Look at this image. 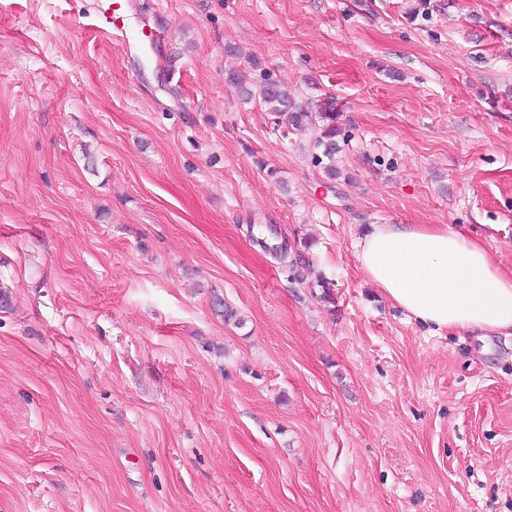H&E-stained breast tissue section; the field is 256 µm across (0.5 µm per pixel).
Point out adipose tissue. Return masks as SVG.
I'll use <instances>...</instances> for the list:
<instances>
[{
    "mask_svg": "<svg viewBox=\"0 0 512 512\" xmlns=\"http://www.w3.org/2000/svg\"><path fill=\"white\" fill-rule=\"evenodd\" d=\"M357 260L389 299L434 331H512V274L462 231L445 224H375Z\"/></svg>",
    "mask_w": 512,
    "mask_h": 512,
    "instance_id": "1",
    "label": "adipose tissue"
}]
</instances>
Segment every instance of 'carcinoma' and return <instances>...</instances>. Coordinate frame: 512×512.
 <instances>
[{
    "label": "carcinoma",
    "mask_w": 512,
    "mask_h": 512,
    "mask_svg": "<svg viewBox=\"0 0 512 512\" xmlns=\"http://www.w3.org/2000/svg\"><path fill=\"white\" fill-rule=\"evenodd\" d=\"M260 96L269 112L278 118H284L285 123L292 129L305 131L310 128L314 130L310 139L312 158L318 165L325 160L328 161L325 166L326 172L332 177L336 176L338 171L334 164V158L339 152L338 137L341 136L342 129L337 124L338 114L333 99L326 97L319 100L316 109L311 111L295 104L290 90L275 81L266 82L260 90ZM272 251L282 260L289 259V271L294 279H299L300 268L305 264L304 256L296 253L293 258H288V243L286 242L273 247Z\"/></svg>",
    "instance_id": "obj_1"
}]
</instances>
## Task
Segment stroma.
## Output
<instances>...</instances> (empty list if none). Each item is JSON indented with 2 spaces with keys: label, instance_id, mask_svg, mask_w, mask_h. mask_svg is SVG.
Segmentation results:
<instances>
[{
  "label": "stroma",
  "instance_id": "stroma-1",
  "mask_svg": "<svg viewBox=\"0 0 512 512\" xmlns=\"http://www.w3.org/2000/svg\"><path fill=\"white\" fill-rule=\"evenodd\" d=\"M97 3L0 0V512H512V337L356 257L445 224L512 272V0ZM234 72L336 100V179Z\"/></svg>",
  "mask_w": 512,
  "mask_h": 512
}]
</instances>
